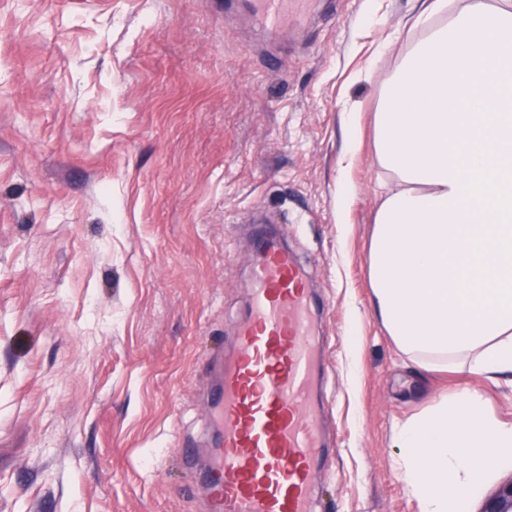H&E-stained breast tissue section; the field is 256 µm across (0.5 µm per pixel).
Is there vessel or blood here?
I'll list each match as a JSON object with an SVG mask.
<instances>
[{
	"label": "vessel or blood",
	"instance_id": "1",
	"mask_svg": "<svg viewBox=\"0 0 512 512\" xmlns=\"http://www.w3.org/2000/svg\"><path fill=\"white\" fill-rule=\"evenodd\" d=\"M307 0H253L268 32ZM250 311L236 328L238 351L222 370L214 403L221 421L206 470L211 512H316L326 453L314 401L312 296L294 255L257 234Z\"/></svg>",
	"mask_w": 512,
	"mask_h": 512
}]
</instances>
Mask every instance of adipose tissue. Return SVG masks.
Segmentation results:
<instances>
[{"label": "adipose tissue", "mask_w": 512, "mask_h": 512, "mask_svg": "<svg viewBox=\"0 0 512 512\" xmlns=\"http://www.w3.org/2000/svg\"><path fill=\"white\" fill-rule=\"evenodd\" d=\"M374 114L373 307L424 370L512 380V0H420Z\"/></svg>", "instance_id": "1"}]
</instances>
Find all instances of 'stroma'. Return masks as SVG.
<instances>
[{
	"label": "stroma",
	"instance_id": "obj_1",
	"mask_svg": "<svg viewBox=\"0 0 512 512\" xmlns=\"http://www.w3.org/2000/svg\"><path fill=\"white\" fill-rule=\"evenodd\" d=\"M418 8L310 0L269 34L247 0H0V512H207L258 224L324 304L323 512H420L392 432L441 396L512 420L511 386L406 363L372 308L373 114ZM348 113V120L345 126V139L347 142V152L353 155L358 148L362 136V115L355 106L352 107Z\"/></svg>",
	"mask_w": 512,
	"mask_h": 512
}]
</instances>
